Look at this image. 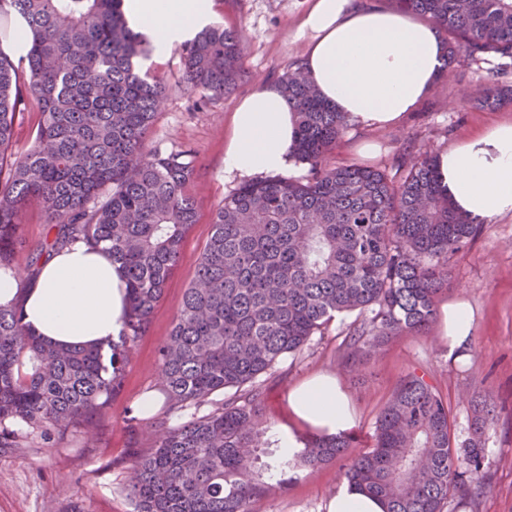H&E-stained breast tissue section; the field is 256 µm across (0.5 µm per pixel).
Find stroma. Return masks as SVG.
<instances>
[{
	"label": "stroma",
	"instance_id": "obj_1",
	"mask_svg": "<svg viewBox=\"0 0 512 512\" xmlns=\"http://www.w3.org/2000/svg\"><path fill=\"white\" fill-rule=\"evenodd\" d=\"M309 0H213L216 24L238 31L244 41L242 78L224 99L194 108L193 95L180 84L181 48L173 46L150 68L167 83L152 132L144 150L178 152L189 148L195 173L187 186L197 222L182 243L181 258L153 313L147 332L137 340L124 380L93 427L71 429L63 436L43 438L25 424L15 429L21 448H0V512H133L132 460L154 448L162 419L168 414L163 391L160 349L173 328L186 288L195 280L199 259L212 234V218L243 182L224 173V148L233 133V117L244 97L295 71L307 52L306 39L297 35ZM512 84V67L497 59L461 58L439 79L428 95L394 126L361 132L346 130L328 151L333 166L360 164L358 139L379 144L369 166L400 181L414 157L442 153L501 123H512V105L495 111L473 108L471 91L488 82ZM465 297L475 315L470 358L453 363L446 356L437 328L422 336H396L355 364H347L346 343L358 322L357 314L333 320L323 335L312 338L296 356L286 359L280 376L266 392L262 421L271 434L293 426L290 395L303 381L319 374L337 377L355 410L352 430L356 450L371 442L380 409L397 383L408 373L423 376L447 401L457 441L468 437L470 401L489 395L496 420L485 436L489 492L454 498L451 512H512V212L480 223L471 245L448 258V288L438 304ZM157 400L154 413L143 414V395ZM339 464L303 469L292 474L280 491L257 499L252 512H327L341 486Z\"/></svg>",
	"mask_w": 512,
	"mask_h": 512
}]
</instances>
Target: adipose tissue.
I'll return each mask as SVG.
<instances>
[{"mask_svg":"<svg viewBox=\"0 0 512 512\" xmlns=\"http://www.w3.org/2000/svg\"><path fill=\"white\" fill-rule=\"evenodd\" d=\"M131 26L151 58L211 25V0H123ZM309 46L301 69L329 103L360 128L393 126L426 97L443 70L438 29L366 0H313L299 26ZM224 150L225 173H285L292 165L296 114L279 85L263 86L238 105ZM453 206L485 220L512 211V123L466 140L437 158ZM20 303L24 321L49 344L101 346L118 336L126 290L111 259L76 242L44 260L26 288L0 271V304ZM474 311L457 298L442 308L440 337L449 361L472 353ZM296 422L330 435L353 415L335 377L319 375L295 388Z\"/></svg>","mask_w":512,"mask_h":512,"instance_id":"adipose-tissue-1","label":"adipose tissue"}]
</instances>
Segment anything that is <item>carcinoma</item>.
Instances as JSON below:
<instances>
[{"instance_id": "cac0c4a2", "label": "carcinoma", "mask_w": 512, "mask_h": 512, "mask_svg": "<svg viewBox=\"0 0 512 512\" xmlns=\"http://www.w3.org/2000/svg\"><path fill=\"white\" fill-rule=\"evenodd\" d=\"M444 35L445 67L465 53L512 60V0H391ZM26 34L19 60L0 46V268L31 278L43 254L76 241L102 247L124 276L121 339L105 347L51 346L23 322L22 307L0 305V447L19 448L9 423L64 433L87 428L119 389L136 339L147 331L177 265L196 210L186 194L192 153H144L156 104L167 92L142 73L144 37L123 0H0V20ZM242 36L209 25L183 44L182 81L198 101L224 98L241 79ZM281 87L298 115L294 158L310 176L278 175L224 197L172 332L160 349L171 410L229 395L207 415L169 424L134 462L135 512H251L276 486L266 473L339 461L343 478L384 503L385 512H444L466 490L480 492L484 435L495 418L485 397L471 401L469 438L455 447L448 404L409 373L375 422L372 448L316 433L288 457L263 448L258 417L278 366L300 353L337 316L362 315L349 334L354 363L390 336L422 334L448 285V254L466 248L478 225L455 211L426 151L394 183L372 167H330L329 147L349 126L301 71ZM40 112L33 143L10 153L26 99ZM483 108L512 104V85L490 83ZM42 207L51 238L16 269L26 204Z\"/></svg>"}]
</instances>
